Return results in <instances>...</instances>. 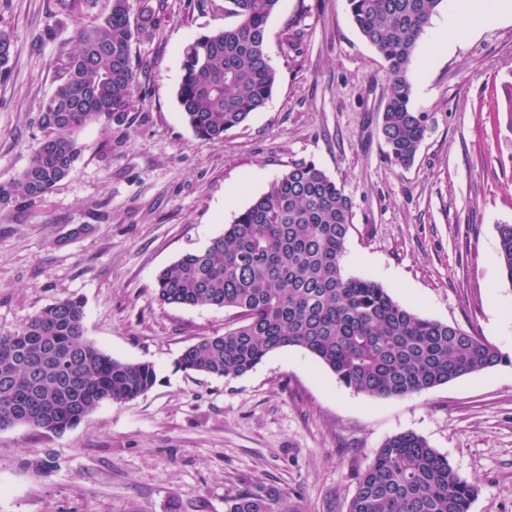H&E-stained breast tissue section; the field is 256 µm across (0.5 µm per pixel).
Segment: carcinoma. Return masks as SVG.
I'll return each mask as SVG.
<instances>
[{
    "label": "carcinoma",
    "instance_id": "carcinoma-1",
    "mask_svg": "<svg viewBox=\"0 0 512 512\" xmlns=\"http://www.w3.org/2000/svg\"><path fill=\"white\" fill-rule=\"evenodd\" d=\"M235 22L183 51L177 99L196 138L218 145L224 133L263 109L278 82L267 54V23L280 0H226ZM443 0H347L351 18L384 62L386 102L378 134L394 164L415 160L428 113L411 106L413 61ZM53 0L52 16L90 18L75 27L52 94L42 104L40 147L21 173L0 183V210L18 196L40 197L70 177L86 126L124 121L135 103L137 43L153 38L165 0ZM303 32L283 33L284 54ZM12 41L0 33V75ZM353 203L312 161L291 164L268 190L225 225L203 250L159 271L157 299L168 305L232 309L237 325L205 336L176 359L178 368L223 378L245 375L271 353L299 347L344 386L371 398L410 397L512 361L496 345L429 319L378 282L344 273ZM497 256L512 284V224L497 226ZM156 382L147 363L112 357L85 338L82 302L61 299L0 335V430L17 425L62 434L105 403L134 399ZM349 512H469L476 487L448 458L413 433L389 438L355 476ZM224 512H294L275 485L224 498Z\"/></svg>",
    "mask_w": 512,
    "mask_h": 512
}]
</instances>
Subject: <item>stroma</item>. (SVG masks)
<instances>
[{"mask_svg":"<svg viewBox=\"0 0 512 512\" xmlns=\"http://www.w3.org/2000/svg\"><path fill=\"white\" fill-rule=\"evenodd\" d=\"M53 0H0L13 41L0 77V181L30 162L37 117L54 90L74 20L42 40ZM127 125L78 135L76 172L42 197L0 211V334L66 297L84 303L86 338L112 357L153 365L143 395L98 406L56 435L0 431V512H224L245 483L287 491L296 512H348L385 441L423 437L478 487L470 512H512V363L404 398H369L307 351L288 347L247 374L179 370L189 344L223 333L234 313L157 300L155 277L207 247L291 163L315 162L353 201L343 265L421 316L460 326L512 356V284L497 227L512 224V19L480 25L416 76L429 115L410 167L377 134L384 68L346 0H282L267 24L279 79L266 106L198 141L177 90L184 47L232 24L224 0H167ZM306 33L285 56L288 25Z\"/></svg>","mask_w":512,"mask_h":512,"instance_id":"35a3bbf8","label":"stroma"}]
</instances>
